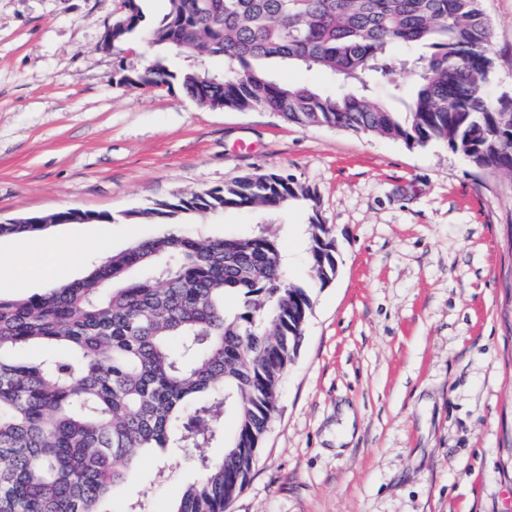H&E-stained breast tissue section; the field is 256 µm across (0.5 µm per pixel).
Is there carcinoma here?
<instances>
[{
	"instance_id": "carcinoma-1",
	"label": "carcinoma",
	"mask_w": 512,
	"mask_h": 512,
	"mask_svg": "<svg viewBox=\"0 0 512 512\" xmlns=\"http://www.w3.org/2000/svg\"><path fill=\"white\" fill-rule=\"evenodd\" d=\"M156 24L130 0L112 44L140 32L160 55L121 69L133 87L177 82L198 105L271 112L300 127L374 134L409 147L442 142L475 168L512 173V99L492 101V22L480 0H168ZM186 58L176 70L164 53ZM220 57L213 73L203 57ZM418 72L404 110L371 99L395 61ZM319 69L329 90L278 80L271 68ZM311 204L308 257L321 284L336 276V244L318 223L315 191L277 172L241 177L172 203L126 213L163 233L86 276L27 297H0V512H107L138 458L191 455L231 410L235 432L170 512H226L243 491L274 418L278 392L311 310L309 287L288 280L278 238L200 239L177 219L229 208ZM44 224L0 223V239ZM234 293L239 306L229 309ZM51 348L37 363L23 352Z\"/></svg>"
}]
</instances>
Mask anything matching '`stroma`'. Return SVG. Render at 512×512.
<instances>
[{
    "label": "stroma",
    "mask_w": 512,
    "mask_h": 512,
    "mask_svg": "<svg viewBox=\"0 0 512 512\" xmlns=\"http://www.w3.org/2000/svg\"><path fill=\"white\" fill-rule=\"evenodd\" d=\"M493 23L491 99L512 98V0H482ZM125 0H0V221L79 210L112 251L153 237L126 212L238 177L277 171L318 195L337 273L314 281L298 227L304 205L191 214L200 238L279 234L290 281L312 312L279 389L246 488L227 512H512V174L423 148L269 112L210 110L178 85L129 88L121 67L149 59L107 30ZM70 282L42 234L11 238ZM142 454L114 497L148 494L169 512L197 470Z\"/></svg>",
    "instance_id": "obj_1"
}]
</instances>
